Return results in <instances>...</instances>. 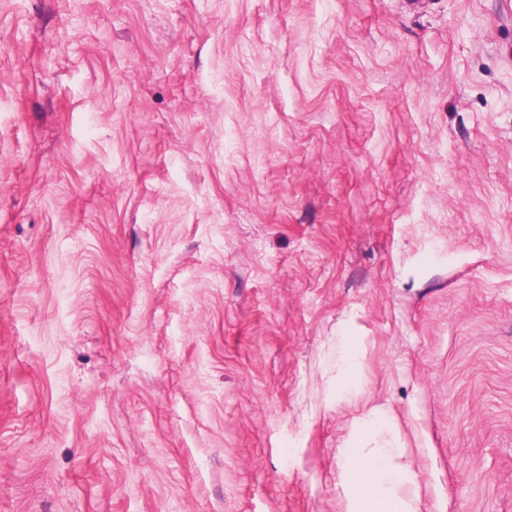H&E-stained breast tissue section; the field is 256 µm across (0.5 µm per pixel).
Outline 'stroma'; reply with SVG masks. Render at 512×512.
Wrapping results in <instances>:
<instances>
[{
  "mask_svg": "<svg viewBox=\"0 0 512 512\" xmlns=\"http://www.w3.org/2000/svg\"><path fill=\"white\" fill-rule=\"evenodd\" d=\"M366 406L512 512V0H0V512H342ZM360 336H340L336 349V375L327 388V394L336 390V401L349 395L357 385V371L361 360Z\"/></svg>",
  "mask_w": 512,
  "mask_h": 512,
  "instance_id": "obj_1",
  "label": "stroma"
}]
</instances>
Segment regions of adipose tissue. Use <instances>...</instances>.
I'll list each match as a JSON object with an SVG mask.
<instances>
[{"label":"adipose tissue","mask_w":512,"mask_h":512,"mask_svg":"<svg viewBox=\"0 0 512 512\" xmlns=\"http://www.w3.org/2000/svg\"><path fill=\"white\" fill-rule=\"evenodd\" d=\"M361 341L344 336L336 349V375L331 382L337 397L357 385ZM337 452V477L343 512H421L413 491L418 470L415 457L399 437L388 435L389 421L380 407L354 415Z\"/></svg>","instance_id":"adipose-tissue-1"}]
</instances>
